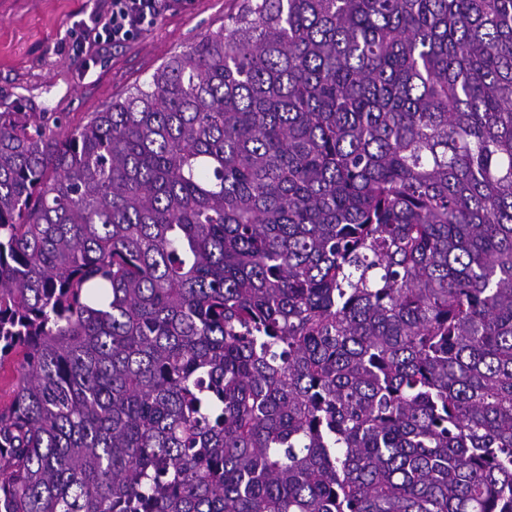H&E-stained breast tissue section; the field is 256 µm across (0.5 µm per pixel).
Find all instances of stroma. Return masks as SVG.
<instances>
[{"instance_id":"stroma-1","label":"stroma","mask_w":512,"mask_h":512,"mask_svg":"<svg viewBox=\"0 0 512 512\" xmlns=\"http://www.w3.org/2000/svg\"><path fill=\"white\" fill-rule=\"evenodd\" d=\"M103 0H0V112L49 122L98 112L147 79L171 56L218 31L240 0H181L121 45L99 44L90 57L67 49Z\"/></svg>"}]
</instances>
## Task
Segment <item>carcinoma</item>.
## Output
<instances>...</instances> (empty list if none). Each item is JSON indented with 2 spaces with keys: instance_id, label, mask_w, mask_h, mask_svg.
Listing matches in <instances>:
<instances>
[{
  "instance_id": "1",
  "label": "carcinoma",
  "mask_w": 512,
  "mask_h": 512,
  "mask_svg": "<svg viewBox=\"0 0 512 512\" xmlns=\"http://www.w3.org/2000/svg\"><path fill=\"white\" fill-rule=\"evenodd\" d=\"M0 512H512V0H241L101 112H0Z\"/></svg>"
}]
</instances>
